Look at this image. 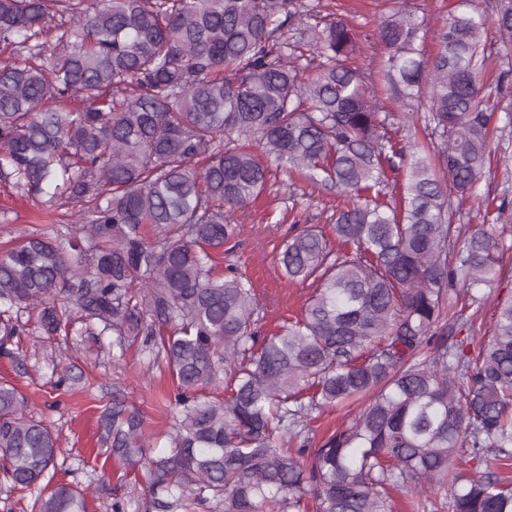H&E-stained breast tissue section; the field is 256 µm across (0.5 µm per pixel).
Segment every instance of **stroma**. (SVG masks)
Listing matches in <instances>:
<instances>
[{
  "label": "stroma",
  "mask_w": 512,
  "mask_h": 512,
  "mask_svg": "<svg viewBox=\"0 0 512 512\" xmlns=\"http://www.w3.org/2000/svg\"><path fill=\"white\" fill-rule=\"evenodd\" d=\"M305 2L320 14L343 15L362 46L357 65L368 73L377 71L384 50L373 33L389 11V0ZM498 5L499 0H406L412 15L427 24L424 49L429 55L435 49L434 34L449 14L478 12L491 18ZM486 54L481 97L498 103L499 110L491 141L492 175L481 180L478 192L494 208L504 202L512 204V122L507 119L512 111V54H505L501 39L494 33L488 36ZM375 90L379 103L390 114V130L397 139H431L426 98L399 100L382 83L376 84ZM408 113L413 114V122L405 121ZM340 202L333 186L273 169L264 192L243 219L241 234L225 245L219 264L251 280L261 305L262 334L274 333L283 319L300 314L315 289L312 283H292L283 277L276 262L283 241L310 227L331 233ZM73 211V205L56 208L41 199L9 195L0 186V248L35 230L53 233ZM501 242V267L473 319L479 336L490 335L497 304L512 298V225L506 226ZM19 321L21 335L10 343L8 353L0 352V384L16 387L29 402V414L59 435L54 483L81 490L87 512H112L116 501L124 502L127 512H142L146 475L112 460L100 442L99 418L113 399L124 401L145 419L150 454L163 452L176 393L175 380L165 362L139 345L116 357L108 337L99 343L76 332L43 335L31 313L20 314Z\"/></svg>",
  "instance_id": "1"
}]
</instances>
